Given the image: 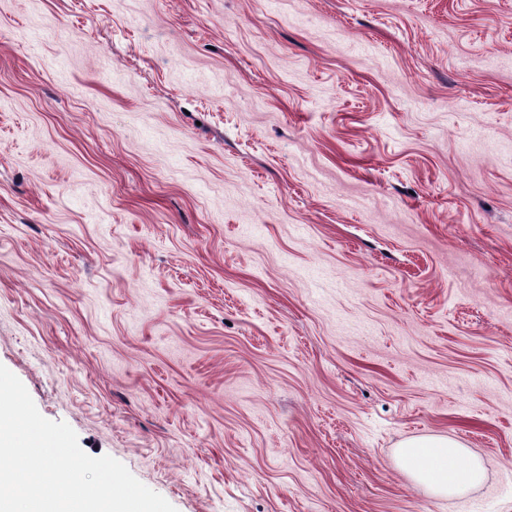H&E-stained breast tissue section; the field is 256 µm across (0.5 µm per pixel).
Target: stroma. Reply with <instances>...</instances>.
<instances>
[{
	"instance_id": "35a3bbf8",
	"label": "stroma",
	"mask_w": 512,
	"mask_h": 512,
	"mask_svg": "<svg viewBox=\"0 0 512 512\" xmlns=\"http://www.w3.org/2000/svg\"><path fill=\"white\" fill-rule=\"evenodd\" d=\"M0 364L176 512H512V0H0ZM398 463L412 482L448 498L481 485L487 471L480 456L448 436L405 440L398 450Z\"/></svg>"
}]
</instances>
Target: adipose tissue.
<instances>
[{
    "label": "adipose tissue",
    "mask_w": 512,
    "mask_h": 512,
    "mask_svg": "<svg viewBox=\"0 0 512 512\" xmlns=\"http://www.w3.org/2000/svg\"><path fill=\"white\" fill-rule=\"evenodd\" d=\"M398 463L412 482L437 496L464 494L486 477L483 459L445 436L405 440L398 450Z\"/></svg>",
    "instance_id": "adipose-tissue-1"
}]
</instances>
